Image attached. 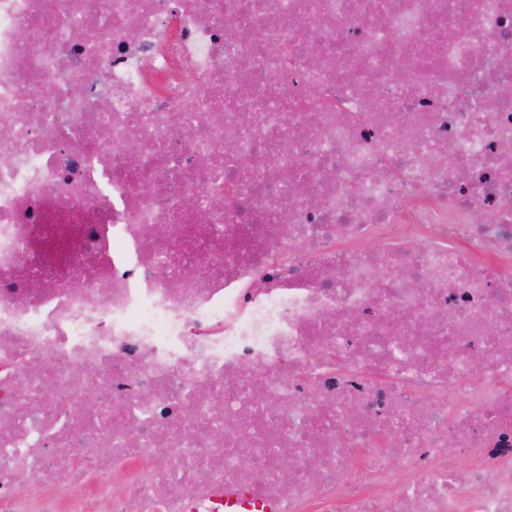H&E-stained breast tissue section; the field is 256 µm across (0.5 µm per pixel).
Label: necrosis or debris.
Segmentation results:
<instances>
[{"instance_id": "4bbe7bcc", "label": "necrosis or debris", "mask_w": 512, "mask_h": 512, "mask_svg": "<svg viewBox=\"0 0 512 512\" xmlns=\"http://www.w3.org/2000/svg\"><path fill=\"white\" fill-rule=\"evenodd\" d=\"M505 58L512 0H0V512H512Z\"/></svg>"}]
</instances>
